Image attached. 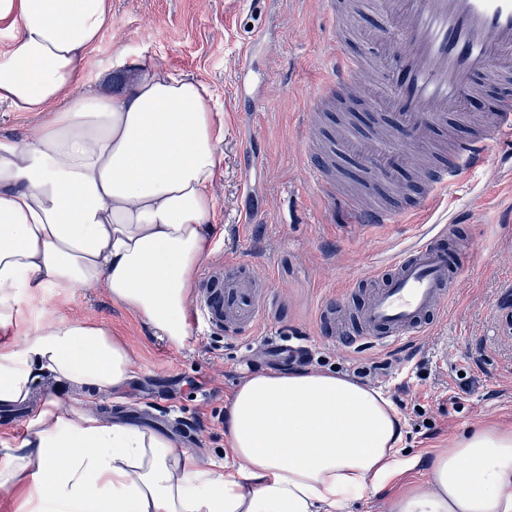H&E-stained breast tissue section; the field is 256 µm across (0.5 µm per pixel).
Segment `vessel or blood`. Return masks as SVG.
Segmentation results:
<instances>
[{
    "instance_id": "vessel-or-blood-1",
    "label": "vessel or blood",
    "mask_w": 512,
    "mask_h": 512,
    "mask_svg": "<svg viewBox=\"0 0 512 512\" xmlns=\"http://www.w3.org/2000/svg\"><path fill=\"white\" fill-rule=\"evenodd\" d=\"M321 5L333 20L337 50L310 97V109L322 111L333 99L348 102L365 80H372L371 104L384 120L367 137L343 131L337 148L356 156L368 175L380 178L381 188L390 187L400 170L412 171L416 204L428 205L438 191L452 190L464 171L486 165L492 149L512 136V103L506 102L492 115L475 119L472 137L452 142L423 170L413 168V157L438 141L449 116H466L484 84L512 77V0H360L356 5L321 0ZM358 5L374 7L386 27L361 36L348 20ZM360 39L367 51L347 54L345 43ZM334 155H307L308 172L325 198L334 193L327 178ZM348 210L355 223L369 226L392 224L399 217L374 192L367 200L349 201ZM451 235L447 226L423 233L387 266L371 269L365 302L355 310L345 301L323 306L322 329L352 345L379 347L421 335L445 310L458 272ZM200 286L195 318L235 335L254 327L266 286L245 267L235 266L224 276L205 271Z\"/></svg>"
}]
</instances>
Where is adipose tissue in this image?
Instances as JSON below:
<instances>
[{
	"instance_id": "obj_1",
	"label": "adipose tissue",
	"mask_w": 512,
	"mask_h": 512,
	"mask_svg": "<svg viewBox=\"0 0 512 512\" xmlns=\"http://www.w3.org/2000/svg\"><path fill=\"white\" fill-rule=\"evenodd\" d=\"M109 0H0V103L46 118L0 136V404L44 374L107 393L131 375L109 327L53 317L24 328L30 300L104 282L113 301L169 344L207 246L224 115L210 88L145 63L120 93L72 95L78 63L111 26ZM229 448L204 461L166 436L107 424L80 402L50 401L0 457L15 512H339L411 471L384 393L322 372L261 373L235 390ZM386 512H512V427H484L434 457Z\"/></svg>"
}]
</instances>
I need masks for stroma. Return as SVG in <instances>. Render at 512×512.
I'll use <instances>...</instances> for the list:
<instances>
[{
    "mask_svg": "<svg viewBox=\"0 0 512 512\" xmlns=\"http://www.w3.org/2000/svg\"><path fill=\"white\" fill-rule=\"evenodd\" d=\"M111 8V27L81 61L79 91L94 90L101 74L122 73L134 59L211 88L214 109L224 115V161L211 187L215 210L202 263L243 265L266 281L268 294L250 336L195 326L181 347L114 302L103 284L71 297L35 298L29 327L52 313L103 322L128 347L133 377L101 395L47 376L33 395L77 399L100 417L109 404L175 416L189 429L173 432L179 447L223 458L227 432L211 414L227 411L252 372L277 371L265 334L308 346L316 372L345 377L355 363L382 360L386 350L348 348L324 336L320 308L341 298L349 282L388 264L427 225L453 216L458 226L450 244L459 272L445 314L413 339L412 359L367 385L390 397L408 384L414 403L426 410L421 417L409 409L399 414L403 446L419 461L403 475L406 483L425 484L434 455L468 427H512V141L496 149L500 167L465 175L424 212H415L404 190L391 200L401 223L352 224L342 199L324 200L305 166L306 145L335 137L337 124L326 117L315 131L298 127L334 50L320 0H111ZM259 31L263 41L245 57L247 40Z\"/></svg>",
    "mask_w": 512,
    "mask_h": 512,
    "instance_id": "obj_1",
    "label": "stroma"
}]
</instances>
